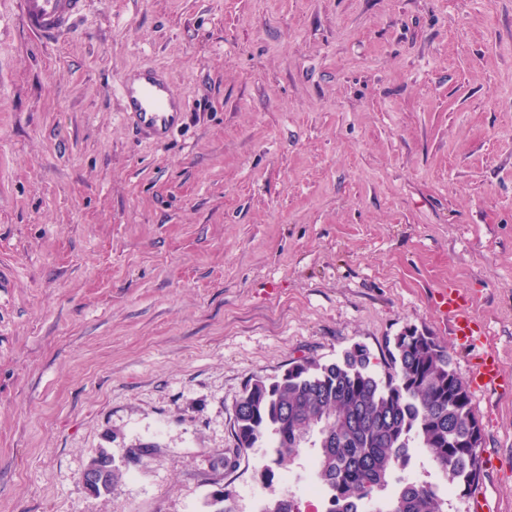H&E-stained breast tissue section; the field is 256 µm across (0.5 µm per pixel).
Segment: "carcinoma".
Segmentation results:
<instances>
[{
  "label": "carcinoma",
  "instance_id": "cac0c4a2",
  "mask_svg": "<svg viewBox=\"0 0 512 512\" xmlns=\"http://www.w3.org/2000/svg\"><path fill=\"white\" fill-rule=\"evenodd\" d=\"M482 433L468 386L448 346L406 327L393 338L383 372L363 345L330 362L306 359L273 378L250 377L234 406L237 449L271 440L278 467L314 449L310 477L324 493L323 512H446L429 483L398 472L414 450L448 480V493L469 496L483 471ZM106 490L120 468L99 453ZM261 512H298L294 498L268 501Z\"/></svg>",
  "mask_w": 512,
  "mask_h": 512
}]
</instances>
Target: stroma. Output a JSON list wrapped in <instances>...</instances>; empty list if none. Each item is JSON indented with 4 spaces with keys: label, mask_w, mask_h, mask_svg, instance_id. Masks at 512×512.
Here are the masks:
<instances>
[{
    "label": "stroma",
    "mask_w": 512,
    "mask_h": 512,
    "mask_svg": "<svg viewBox=\"0 0 512 512\" xmlns=\"http://www.w3.org/2000/svg\"><path fill=\"white\" fill-rule=\"evenodd\" d=\"M145 64L187 104L163 148L117 90ZM448 282L512 376V0H86L52 45L0 0V512H257L309 468L237 451L247 379L380 371L408 326L467 375ZM472 402L512 512V389Z\"/></svg>",
    "instance_id": "obj_1"
}]
</instances>
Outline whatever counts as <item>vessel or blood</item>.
Returning a JSON list of instances; mask_svg holds the SVG:
<instances>
[{"label": "vessel or blood", "instance_id": "vessel-or-blood-1", "mask_svg": "<svg viewBox=\"0 0 512 512\" xmlns=\"http://www.w3.org/2000/svg\"><path fill=\"white\" fill-rule=\"evenodd\" d=\"M86 0H20V17L33 35L52 41L71 29ZM118 91L123 101V114L143 136L156 144L167 145L169 136L180 124L185 103L170 90L155 66L143 65L133 78H121ZM436 305L449 320L457 343L470 351L467 383L475 391H491L512 387L498 357L487 348L484 328L471 314L468 298L455 286L439 290Z\"/></svg>", "mask_w": 512, "mask_h": 512}]
</instances>
